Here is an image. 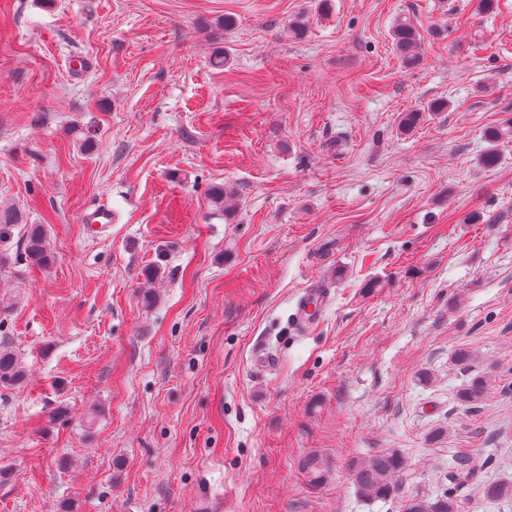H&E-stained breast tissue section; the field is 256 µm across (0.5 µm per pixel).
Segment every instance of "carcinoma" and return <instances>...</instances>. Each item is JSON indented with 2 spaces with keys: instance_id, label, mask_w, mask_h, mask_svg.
Here are the masks:
<instances>
[{
  "instance_id": "cac0c4a2",
  "label": "carcinoma",
  "mask_w": 512,
  "mask_h": 512,
  "mask_svg": "<svg viewBox=\"0 0 512 512\" xmlns=\"http://www.w3.org/2000/svg\"><path fill=\"white\" fill-rule=\"evenodd\" d=\"M393 44L401 62L414 67L420 62V31L409 20H401L392 30ZM503 136V130L494 128L486 133L492 147L481 156L480 163L492 167L498 162L493 148ZM211 203L216 211L228 213L236 207L235 194L220 186L211 190ZM24 254L30 263L47 266L52 252L44 225L29 224L25 231ZM24 376L18 355L6 345H0V383L12 385ZM494 383L491 375L483 372L472 375L458 393L460 403L470 409L482 407L487 389ZM358 495L369 501L402 500V512H458V502L452 492L442 490L434 495L416 490L404 494L406 487L417 480L416 470L401 452L385 449L354 460L349 465ZM303 469L309 482L320 485L326 479L327 468L316 456L304 460ZM485 495L495 501H512V481H493L484 486Z\"/></svg>"
}]
</instances>
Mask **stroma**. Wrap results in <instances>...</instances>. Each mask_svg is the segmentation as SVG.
I'll use <instances>...</instances> for the list:
<instances>
[{
  "instance_id": "35a3bbf8",
  "label": "stroma",
  "mask_w": 512,
  "mask_h": 512,
  "mask_svg": "<svg viewBox=\"0 0 512 512\" xmlns=\"http://www.w3.org/2000/svg\"><path fill=\"white\" fill-rule=\"evenodd\" d=\"M477 3L0 0V206L23 217L0 342L25 369L0 385V512H402L348 469L386 448L460 512H512L483 494L512 481V138L478 163L512 122V0ZM310 280L331 297L299 334ZM459 348L497 378L477 412ZM393 44L398 57L406 67L420 62V31L409 20H400L392 30ZM24 254L30 263L47 266L52 261V252L44 225L25 224Z\"/></svg>"
}]
</instances>
